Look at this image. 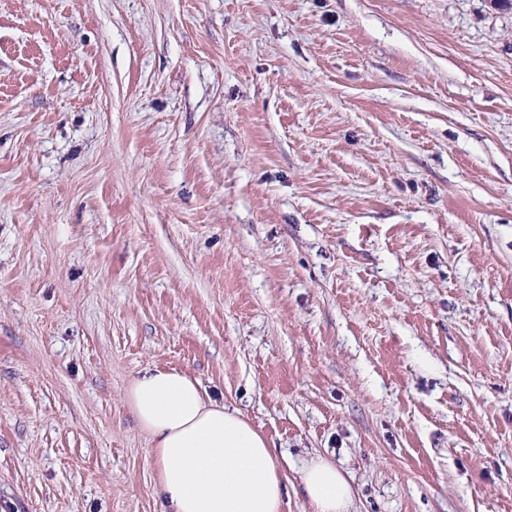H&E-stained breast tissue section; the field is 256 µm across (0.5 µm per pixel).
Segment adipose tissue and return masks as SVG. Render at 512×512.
Segmentation results:
<instances>
[{
  "label": "adipose tissue",
  "mask_w": 512,
  "mask_h": 512,
  "mask_svg": "<svg viewBox=\"0 0 512 512\" xmlns=\"http://www.w3.org/2000/svg\"><path fill=\"white\" fill-rule=\"evenodd\" d=\"M125 399L149 440L169 512H282L285 485L269 441L197 380L148 368ZM300 480L313 512H348L353 489L328 459H311Z\"/></svg>",
  "instance_id": "adipose-tissue-1"
}]
</instances>
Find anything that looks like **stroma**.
I'll list each match as a JSON object with an SVG mask.
<instances>
[{
	"label": "stroma",
	"instance_id": "obj_1",
	"mask_svg": "<svg viewBox=\"0 0 512 512\" xmlns=\"http://www.w3.org/2000/svg\"><path fill=\"white\" fill-rule=\"evenodd\" d=\"M148 367L283 512H512V9L0 0V512H165ZM300 480L313 512H349L353 489L328 459H311L301 470Z\"/></svg>",
	"mask_w": 512,
	"mask_h": 512
}]
</instances>
